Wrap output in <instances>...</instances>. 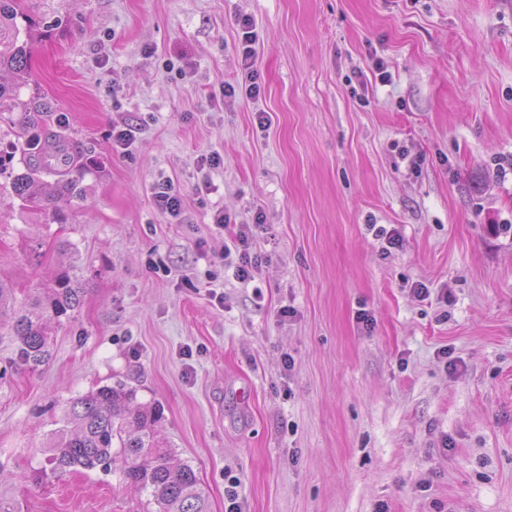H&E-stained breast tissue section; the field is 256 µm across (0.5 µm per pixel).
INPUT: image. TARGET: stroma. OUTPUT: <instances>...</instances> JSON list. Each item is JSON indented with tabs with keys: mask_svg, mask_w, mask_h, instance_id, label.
<instances>
[{
	"mask_svg": "<svg viewBox=\"0 0 512 512\" xmlns=\"http://www.w3.org/2000/svg\"><path fill=\"white\" fill-rule=\"evenodd\" d=\"M25 8L21 98L49 109L24 120L90 173L64 224L0 195V276L21 299L72 267L85 294L42 365L0 335V512H155L122 457L48 461L70 401L118 381L160 406L208 512L231 483L243 512H512V0ZM244 17L262 90L224 98ZM242 223L249 282L220 256ZM153 199L156 206L172 217H178L183 210L181 195L175 190L169 180H163L154 185Z\"/></svg>",
	"mask_w": 512,
	"mask_h": 512,
	"instance_id": "35a3bbf8",
	"label": "stroma"
}]
</instances>
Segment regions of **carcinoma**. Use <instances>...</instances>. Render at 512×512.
<instances>
[{
    "mask_svg": "<svg viewBox=\"0 0 512 512\" xmlns=\"http://www.w3.org/2000/svg\"><path fill=\"white\" fill-rule=\"evenodd\" d=\"M25 0H0V71L13 75L12 83L0 82V125L15 132L14 149H0V191L9 189L20 200V208L43 216L48 224H64L67 217L58 200L71 203L83 199L81 182L88 169L64 149L49 152L45 137L66 139L63 132H44L23 125L14 113L46 112L47 107H29L20 98L21 89L34 81L30 70V34L20 39L17 19L27 20ZM56 177V194L41 190L45 178ZM85 289L73 268L61 271L53 286L28 295L20 307L7 313L16 302L14 289L0 277V328L8 327L18 355L27 364L48 359L49 323L79 308ZM160 412L137 401V391L122 382L103 386L71 400L63 428L55 432L50 462L58 469L81 467L92 470L112 460V449H120L127 482L147 492L158 506L156 512H207L204 492L194 469L174 462L155 429Z\"/></svg>",
    "mask_w": 512,
    "mask_h": 512,
    "instance_id": "carcinoma-1",
    "label": "carcinoma"
}]
</instances>
